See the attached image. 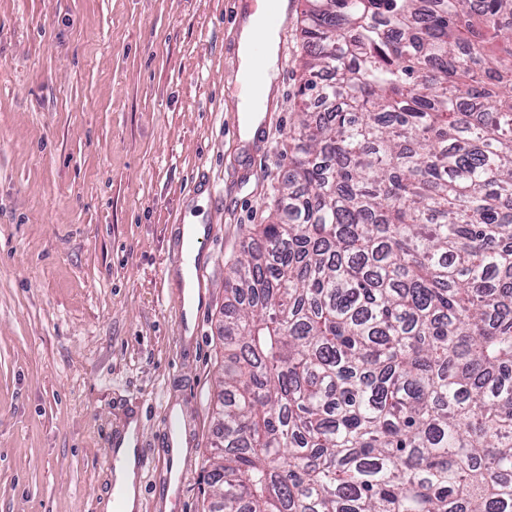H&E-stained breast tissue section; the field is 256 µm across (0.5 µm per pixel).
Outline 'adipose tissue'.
<instances>
[{"label":"adipose tissue","instance_id":"adipose-tissue-1","mask_svg":"<svg viewBox=\"0 0 512 512\" xmlns=\"http://www.w3.org/2000/svg\"><path fill=\"white\" fill-rule=\"evenodd\" d=\"M268 8L266 0H259L254 11L249 13L241 23L239 31L238 51L242 69L248 70L253 66H261L264 73V83L258 99L252 106L253 113L241 125L240 138L242 142L251 141L258 125L267 111L272 99H275L278 80V36L276 31L265 29L263 16ZM263 38L266 51L261 59H254L250 47L255 38Z\"/></svg>","mask_w":512,"mask_h":512}]
</instances>
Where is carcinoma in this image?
<instances>
[{
	"label": "carcinoma",
	"instance_id": "carcinoma-1",
	"mask_svg": "<svg viewBox=\"0 0 512 512\" xmlns=\"http://www.w3.org/2000/svg\"><path fill=\"white\" fill-rule=\"evenodd\" d=\"M285 218L224 279L210 512H512V0H308Z\"/></svg>",
	"mask_w": 512,
	"mask_h": 512
}]
</instances>
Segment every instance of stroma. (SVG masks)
Wrapping results in <instances>:
<instances>
[{"mask_svg":"<svg viewBox=\"0 0 512 512\" xmlns=\"http://www.w3.org/2000/svg\"><path fill=\"white\" fill-rule=\"evenodd\" d=\"M257 0H0V512H102L112 433L139 411V512H208L224 278L288 177L306 79L296 0L264 138L233 127ZM216 231L180 337L175 218ZM191 428L156 496L164 413Z\"/></svg>","mask_w":512,"mask_h":512,"instance_id":"obj_1","label":"stroma"}]
</instances>
